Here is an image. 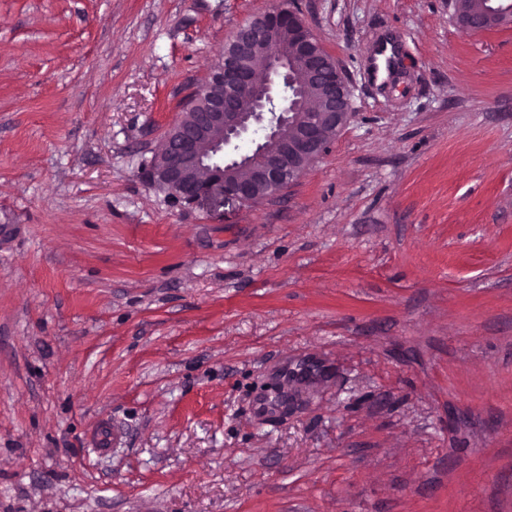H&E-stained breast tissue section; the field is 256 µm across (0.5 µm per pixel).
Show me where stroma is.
Wrapping results in <instances>:
<instances>
[{
	"label": "stroma",
	"instance_id": "1",
	"mask_svg": "<svg viewBox=\"0 0 512 512\" xmlns=\"http://www.w3.org/2000/svg\"><path fill=\"white\" fill-rule=\"evenodd\" d=\"M285 5L349 124L275 199L176 201L183 98ZM0 512H512V24L0 0Z\"/></svg>",
	"mask_w": 512,
	"mask_h": 512
}]
</instances>
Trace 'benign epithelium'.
<instances>
[{"label":"benign epithelium","mask_w":512,"mask_h":512,"mask_svg":"<svg viewBox=\"0 0 512 512\" xmlns=\"http://www.w3.org/2000/svg\"><path fill=\"white\" fill-rule=\"evenodd\" d=\"M506 20L512 21V8L457 16L465 32ZM230 44L232 53L210 70L149 167L150 180L181 202L271 200L320 158L351 118L342 68L296 11L259 13ZM310 88L319 98L315 110L306 98Z\"/></svg>","instance_id":"obj_1"}]
</instances>
